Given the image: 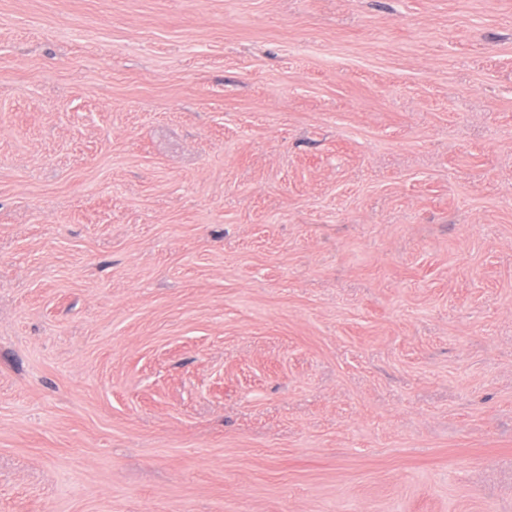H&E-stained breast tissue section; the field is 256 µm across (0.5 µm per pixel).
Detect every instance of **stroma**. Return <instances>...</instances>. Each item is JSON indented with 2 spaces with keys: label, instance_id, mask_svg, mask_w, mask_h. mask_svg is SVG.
<instances>
[{
  "label": "stroma",
  "instance_id": "stroma-1",
  "mask_svg": "<svg viewBox=\"0 0 512 512\" xmlns=\"http://www.w3.org/2000/svg\"><path fill=\"white\" fill-rule=\"evenodd\" d=\"M0 512H512V0H0Z\"/></svg>",
  "mask_w": 512,
  "mask_h": 512
}]
</instances>
